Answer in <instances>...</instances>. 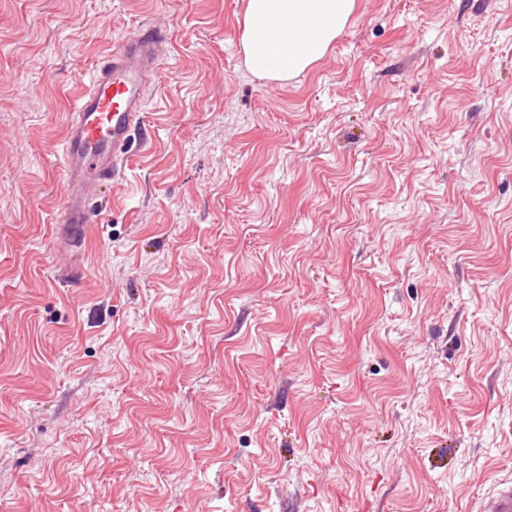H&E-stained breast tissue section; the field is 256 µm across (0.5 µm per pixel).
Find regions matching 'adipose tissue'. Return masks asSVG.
Masks as SVG:
<instances>
[{
  "label": "adipose tissue",
  "mask_w": 512,
  "mask_h": 512,
  "mask_svg": "<svg viewBox=\"0 0 512 512\" xmlns=\"http://www.w3.org/2000/svg\"><path fill=\"white\" fill-rule=\"evenodd\" d=\"M356 0H247L241 49L259 78L285 82L321 60Z\"/></svg>",
  "instance_id": "ef3b65f1"
}]
</instances>
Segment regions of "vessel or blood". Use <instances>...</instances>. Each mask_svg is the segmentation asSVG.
<instances>
[{"mask_svg": "<svg viewBox=\"0 0 512 512\" xmlns=\"http://www.w3.org/2000/svg\"><path fill=\"white\" fill-rule=\"evenodd\" d=\"M170 48L168 32L143 24L103 56L69 114L59 148L68 192L58 221L80 229L102 221L95 196L120 176L132 136L143 127L147 88ZM482 512H512V483L503 484Z\"/></svg>", "mask_w": 512, "mask_h": 512, "instance_id": "vessel-or-blood-1", "label": "vessel or blood"}]
</instances>
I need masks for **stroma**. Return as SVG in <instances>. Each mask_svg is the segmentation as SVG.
Returning a JSON list of instances; mask_svg holds the SVG:
<instances>
[{
  "label": "stroma",
  "mask_w": 512,
  "mask_h": 512,
  "mask_svg": "<svg viewBox=\"0 0 512 512\" xmlns=\"http://www.w3.org/2000/svg\"><path fill=\"white\" fill-rule=\"evenodd\" d=\"M245 6L0 0V512H481L512 482V0H357L285 82ZM144 23L146 127L74 239L55 148Z\"/></svg>",
  "instance_id": "35a3bbf8"
}]
</instances>
